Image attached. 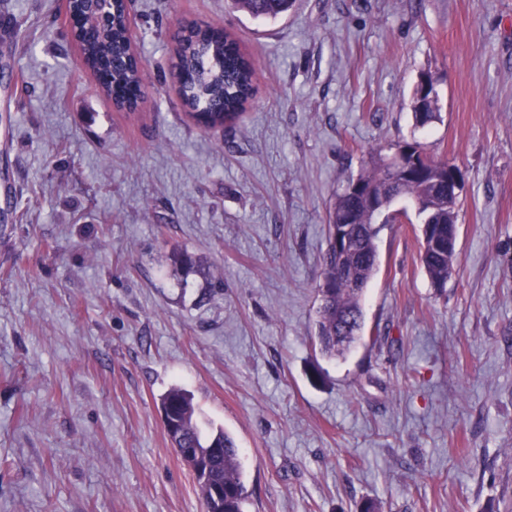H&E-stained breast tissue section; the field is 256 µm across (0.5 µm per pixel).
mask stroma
Segmentation results:
<instances>
[{
	"instance_id": "obj_1",
	"label": "stroma",
	"mask_w": 512,
	"mask_h": 512,
	"mask_svg": "<svg viewBox=\"0 0 512 512\" xmlns=\"http://www.w3.org/2000/svg\"><path fill=\"white\" fill-rule=\"evenodd\" d=\"M64 4L0 15V512H204L160 412L175 386L236 439L245 512H512V0H297L274 21L135 0V119L81 65ZM192 20L255 67L219 131L171 84ZM412 139L463 173L453 272L432 288L401 201L362 339L326 359L329 207Z\"/></svg>"
}]
</instances>
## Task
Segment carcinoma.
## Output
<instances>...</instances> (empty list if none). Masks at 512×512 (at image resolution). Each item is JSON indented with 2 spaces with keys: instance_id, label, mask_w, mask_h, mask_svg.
I'll list each match as a JSON object with an SVG mask.
<instances>
[{
  "instance_id": "obj_1",
  "label": "carcinoma",
  "mask_w": 512,
  "mask_h": 512,
  "mask_svg": "<svg viewBox=\"0 0 512 512\" xmlns=\"http://www.w3.org/2000/svg\"><path fill=\"white\" fill-rule=\"evenodd\" d=\"M295 0H232L234 8L253 17L276 19L288 13ZM69 10L80 29L78 51L87 69L111 73L103 89L117 110L134 114L144 102L138 54L132 50L123 0H112L106 19L90 20L85 0H70ZM172 71L181 77L178 96L186 114L197 124L222 127L241 113L255 92V70L238 42L224 29L192 22L174 36ZM430 166L412 176L391 172L388 155L370 153L365 168L348 181L329 211L328 226L348 224L352 247L336 253L328 237L322 257L321 304L316 310V340L327 358H343L361 339L364 329L363 293L378 267V221L401 198L418 199L420 218H429L438 237L448 239V183L444 168L457 165L429 156ZM422 265L436 288L448 281V250L422 244ZM160 408L168 425L173 448H196L195 465L208 469L209 480L198 482L205 512H244L248 490L239 465L234 439L219 431L205 436L197 420L192 397L173 387L161 398Z\"/></svg>"
}]
</instances>
